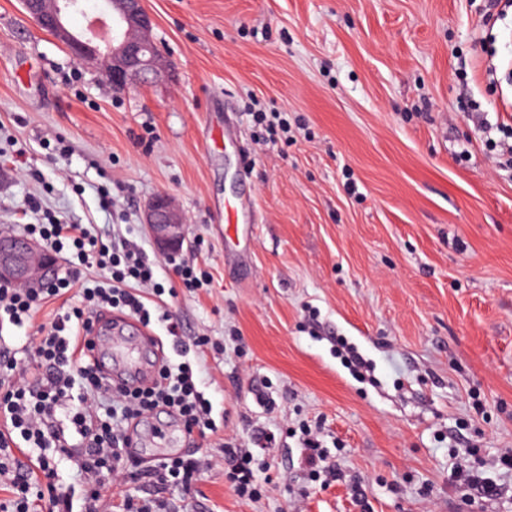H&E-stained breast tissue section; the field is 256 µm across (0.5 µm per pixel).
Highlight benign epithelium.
I'll use <instances>...</instances> for the list:
<instances>
[{"label": "benign epithelium", "instance_id": "benign-epithelium-1", "mask_svg": "<svg viewBox=\"0 0 512 512\" xmlns=\"http://www.w3.org/2000/svg\"><path fill=\"white\" fill-rule=\"evenodd\" d=\"M22 4L76 60L106 64L105 75L115 90L133 82L149 84L165 72L166 61L150 37L153 19L143 0H102L103 15L112 21V38L97 41L74 35L67 25V16L82 9L78 0H22ZM143 223L164 252L178 251L186 239V217L164 194L148 203ZM55 274V266L34 240L0 233V283L45 288Z\"/></svg>", "mask_w": 512, "mask_h": 512}]
</instances>
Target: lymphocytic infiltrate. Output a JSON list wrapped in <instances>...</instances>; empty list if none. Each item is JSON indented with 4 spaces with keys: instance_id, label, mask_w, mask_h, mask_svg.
<instances>
[{
    "instance_id": "1",
    "label": "lymphocytic infiltrate",
    "mask_w": 512,
    "mask_h": 512,
    "mask_svg": "<svg viewBox=\"0 0 512 512\" xmlns=\"http://www.w3.org/2000/svg\"><path fill=\"white\" fill-rule=\"evenodd\" d=\"M27 236L40 241L46 251H70L79 265H107L111 270L108 286L84 289V308L62 314L48 336L38 345L26 347L24 360L8 356L0 361L7 372L0 380V417L7 426L0 431V448H11L22 438L38 452L36 472L21 470L17 463L0 458V478L7 479L12 496L0 501V512H30L36 500L46 498L52 512H74L73 499L82 496L81 512H102V493L108 485L132 476L141 486L152 487L155 496L139 503L136 512H155L161 494L176 486L191 490L212 460L209 456L178 455L163 457L153 465L138 466L125 450L129 430L157 409L173 411L187 432L217 433L212 405L199 390L188 358L190 350L202 349L208 339H191L180 334V326L164 309L163 293L155 278L156 264L140 245L126 237L103 241L88 233L81 224L26 225ZM70 276L55 277L49 287L34 289L0 284V315L15 326L32 318L41 301L71 288ZM151 301H144V294ZM106 310L132 316L143 325L165 323L172 338L177 362L161 367L156 386L132 392H116L104 381L89 355L77 347L82 331L92 319ZM76 442H69V435ZM226 479L235 492L252 500L261 499L260 463L252 453L225 443ZM70 461L82 483L81 494L59 483L57 469Z\"/></svg>"
}]
</instances>
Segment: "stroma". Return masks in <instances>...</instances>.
Wrapping results in <instances>:
<instances>
[{
  "label": "stroma",
  "instance_id": "stroma-1",
  "mask_svg": "<svg viewBox=\"0 0 512 512\" xmlns=\"http://www.w3.org/2000/svg\"><path fill=\"white\" fill-rule=\"evenodd\" d=\"M169 66L122 93L0 0V233L46 216L133 234L185 337L206 336L196 379L219 455L274 436L262 500L223 466L166 512H512L465 505L449 450H512V7L502 0H144ZM287 114L269 140L255 111ZM167 195L187 219L175 258L142 214ZM238 205L225 233L224 205ZM209 276L181 287L178 265ZM49 300L32 326L0 327V351L35 345L104 280ZM371 366L356 379L336 352ZM272 384V407L252 390ZM319 426L340 480L300 464V423ZM360 481L364 502L352 496Z\"/></svg>",
  "mask_w": 512,
  "mask_h": 512
}]
</instances>
